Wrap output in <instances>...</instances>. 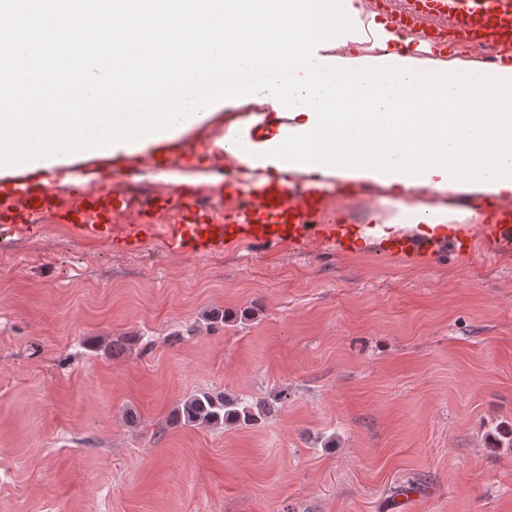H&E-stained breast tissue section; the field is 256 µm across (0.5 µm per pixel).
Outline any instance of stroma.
<instances>
[{"label": "stroma", "instance_id": "obj_1", "mask_svg": "<svg viewBox=\"0 0 512 512\" xmlns=\"http://www.w3.org/2000/svg\"><path fill=\"white\" fill-rule=\"evenodd\" d=\"M271 110L216 111L178 144ZM67 165L185 195L225 177L164 152ZM388 196L347 191L330 214L367 224ZM200 391L283 399L247 427L175 422ZM403 492L407 512H512V247L190 257L49 223L0 236V512H393Z\"/></svg>", "mask_w": 512, "mask_h": 512}]
</instances>
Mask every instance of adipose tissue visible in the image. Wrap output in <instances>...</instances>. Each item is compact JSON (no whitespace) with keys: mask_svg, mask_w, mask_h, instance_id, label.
<instances>
[{"mask_svg":"<svg viewBox=\"0 0 512 512\" xmlns=\"http://www.w3.org/2000/svg\"><path fill=\"white\" fill-rule=\"evenodd\" d=\"M395 195L397 211L392 216L383 218L376 227L370 229L369 234L374 238L388 237L396 229L406 226L417 228L419 233L430 234L435 228L446 227L447 223L473 218V211L449 209L443 206L430 207L427 205L407 206L404 197L409 188L405 182L394 181L389 185Z\"/></svg>","mask_w":512,"mask_h":512,"instance_id":"adipose-tissue-1","label":"adipose tissue"}]
</instances>
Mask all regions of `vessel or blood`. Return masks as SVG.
Instances as JSON below:
<instances>
[{
    "label": "vessel or blood",
    "mask_w": 512,
    "mask_h": 512,
    "mask_svg": "<svg viewBox=\"0 0 512 512\" xmlns=\"http://www.w3.org/2000/svg\"><path fill=\"white\" fill-rule=\"evenodd\" d=\"M391 20L420 55L445 49L448 55L481 46L491 53L483 65L493 68L512 58V0H403ZM229 199L215 214L196 202L156 200L159 210L173 212L169 224H134L116 233L112 216L122 204L112 190L88 193L68 172L50 171L0 181V231L33 236L43 223L61 224L79 237L103 240L132 251L144 241L160 239L164 248L182 255H209L239 245L300 246L320 240L348 251V235L339 225L322 222L330 190L307 187L291 173L240 171L219 186ZM487 222L478 231L455 237L460 252L475 249L479 239L512 244V204L487 207Z\"/></svg>",
    "instance_id": "1"
}]
</instances>
